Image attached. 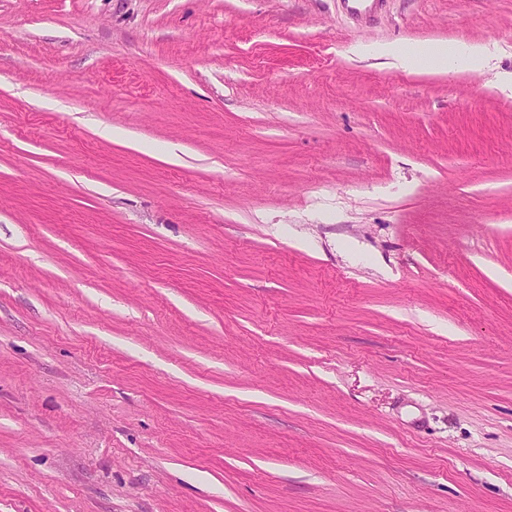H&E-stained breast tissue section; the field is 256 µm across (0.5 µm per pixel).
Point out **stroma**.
Here are the masks:
<instances>
[{"mask_svg": "<svg viewBox=\"0 0 512 512\" xmlns=\"http://www.w3.org/2000/svg\"><path fill=\"white\" fill-rule=\"evenodd\" d=\"M502 77L512 0H0V512H512ZM456 67L468 68L482 63L486 56V48L482 45H470L463 50H451Z\"/></svg>", "mask_w": 512, "mask_h": 512, "instance_id": "stroma-1", "label": "stroma"}]
</instances>
